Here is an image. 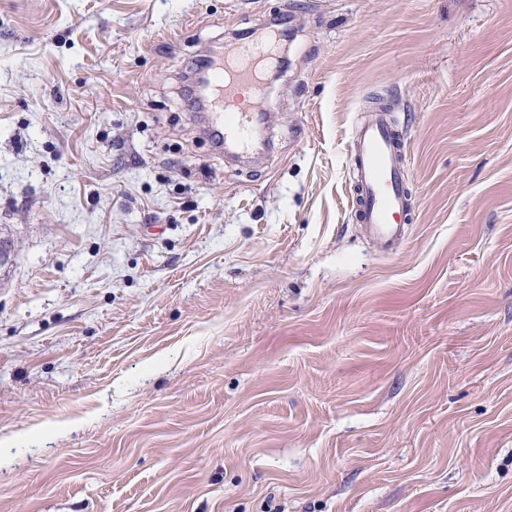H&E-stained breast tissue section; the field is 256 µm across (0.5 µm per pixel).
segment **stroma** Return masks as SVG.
I'll return each instance as SVG.
<instances>
[{"label": "stroma", "mask_w": 512, "mask_h": 512, "mask_svg": "<svg viewBox=\"0 0 512 512\" xmlns=\"http://www.w3.org/2000/svg\"><path fill=\"white\" fill-rule=\"evenodd\" d=\"M268 30L235 158L184 89ZM1 438L0 512H512V0H0ZM352 138V174L359 222L385 252L405 238L407 197L396 137L385 111L370 109Z\"/></svg>", "instance_id": "35a3bbf8"}]
</instances>
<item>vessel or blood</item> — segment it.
<instances>
[{
	"label": "vessel or blood",
	"instance_id": "b4317fda",
	"mask_svg": "<svg viewBox=\"0 0 512 512\" xmlns=\"http://www.w3.org/2000/svg\"><path fill=\"white\" fill-rule=\"evenodd\" d=\"M269 40L239 43L209 62L205 124L216 142L247 148L256 124L252 106L260 89L257 68ZM396 137L386 114L368 110L352 138V174L360 201L359 221L383 251L404 239L407 197Z\"/></svg>",
	"mask_w": 512,
	"mask_h": 512
}]
</instances>
